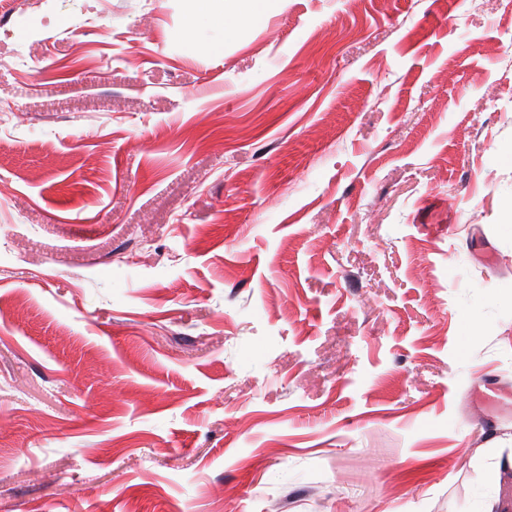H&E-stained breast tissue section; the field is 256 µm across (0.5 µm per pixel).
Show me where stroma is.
Returning a JSON list of instances; mask_svg holds the SVG:
<instances>
[{
	"mask_svg": "<svg viewBox=\"0 0 512 512\" xmlns=\"http://www.w3.org/2000/svg\"><path fill=\"white\" fill-rule=\"evenodd\" d=\"M0 512H512V0H10ZM265 0H198L196 7L205 11H216L220 5L223 15L224 38H232L237 33L238 26L247 21L259 18Z\"/></svg>",
	"mask_w": 512,
	"mask_h": 512,
	"instance_id": "35a3bbf8",
	"label": "stroma"
}]
</instances>
